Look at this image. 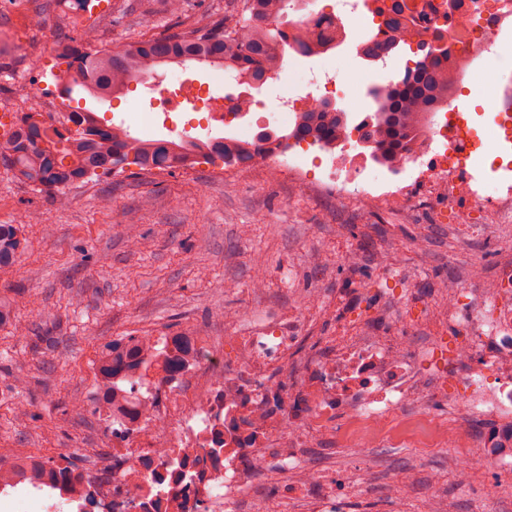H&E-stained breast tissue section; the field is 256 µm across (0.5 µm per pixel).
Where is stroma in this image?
Masks as SVG:
<instances>
[{"instance_id":"1","label":"stroma","mask_w":512,"mask_h":512,"mask_svg":"<svg viewBox=\"0 0 512 512\" xmlns=\"http://www.w3.org/2000/svg\"><path fill=\"white\" fill-rule=\"evenodd\" d=\"M70 0H22L18 13H0V106L27 112L95 108L107 123H126L129 109L146 111L143 84L119 102L59 97L54 76L66 64L54 44L98 28L97 44L121 49L140 38L233 16L240 0H185L181 13L156 0L144 13L139 0H107L101 12H72ZM327 69L346 86L353 104L371 106L370 86L385 73L368 72L359 59L332 54ZM130 126L143 139L179 141L250 139L241 120L207 124L203 114L169 120L156 116ZM59 207L53 194L16 182L0 165V224H20L24 247L0 294L16 302L13 323L0 327V448L71 460L93 474L112 433L95 410L99 352L124 336H220L226 311L250 306L247 294L263 277L269 304L287 302L292 289L388 288L422 282H466L511 256L508 251L459 237L453 218L429 199L409 209H369L357 200L323 198L303 189L287 169L229 167L219 156L194 167L149 172L133 165L68 188ZM137 223L114 220V212ZM423 240L415 248L413 240ZM362 255L355 269L344 251ZM383 252L385 267L371 256ZM23 378L16 388L15 378ZM81 409H74V401ZM453 451L408 442L377 451L381 477L426 456L427 468L445 472ZM459 512H512V486L487 493L477 484L457 496Z\"/></svg>"}]
</instances>
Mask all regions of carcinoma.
Segmentation results:
<instances>
[{"mask_svg":"<svg viewBox=\"0 0 512 512\" xmlns=\"http://www.w3.org/2000/svg\"><path fill=\"white\" fill-rule=\"evenodd\" d=\"M287 0H242L241 13L217 21L166 35L151 37L135 43L128 49L110 50L94 47L95 30H83L80 41L70 38L57 42L60 56L69 59L76 78L57 81L60 94L71 97L74 87L81 86L91 97L107 101L128 90L129 85L148 77L170 64L204 63L221 67L236 80L251 75L265 77L280 69L284 52L280 43L287 38V13L283 4ZM333 37L320 31L316 36L294 38L296 53L307 56ZM441 54L427 53L419 64L411 88L401 94L388 83L372 87L373 99L393 97L405 100L400 112H378L374 122L356 128L360 147L370 149L388 138L393 149L402 148L416 137V123L408 115L419 116L428 110L430 99L426 91L444 82ZM348 116L334 103H321L313 111L302 114L291 131L277 130L262 134L260 141L277 147L290 139L326 144L336 140L337 132L346 126ZM198 142L144 140L131 135L117 125L101 123L91 111L69 112L66 122L56 125L47 120L43 112H23L13 130L0 138V162L13 171L14 179L26 185L55 194L56 202L64 207L69 203L65 193L68 186L88 180L101 173H110L127 164L138 165L143 171L154 168L188 166L195 152L203 149ZM219 155L228 166L246 162L256 164L251 144L231 138L217 144ZM16 224H0V271L9 269L22 248ZM136 339L128 337L107 346L99 359L98 387L106 395L107 409H112V388L116 379L128 378L147 367L158 366L166 373L177 372L185 364L190 342L174 352H161L144 356L142 349L134 347ZM40 468L48 472L56 488L67 491L74 477L82 474L76 466L55 459H41ZM29 476L23 460L7 457L0 452V487L19 477Z\"/></svg>","mask_w":512,"mask_h":512,"instance_id":"1","label":"carcinoma"}]
</instances>
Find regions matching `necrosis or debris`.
I'll return each mask as SVG.
<instances>
[{
  "mask_svg": "<svg viewBox=\"0 0 512 512\" xmlns=\"http://www.w3.org/2000/svg\"><path fill=\"white\" fill-rule=\"evenodd\" d=\"M400 12L409 27L392 38L384 20ZM289 33L335 22L338 52L362 57L383 45L374 64L402 83L420 45L448 49L450 88L425 115L412 151L370 167L355 145L339 143L316 185L318 192L405 206L413 199L407 172L418 171L428 194L466 199L456 228L467 241L512 248V70L499 73L487 150L454 103L491 64L492 46L512 35V0H290ZM306 95L280 100L299 114L313 101L345 99L335 74L309 70ZM156 111L203 107L223 121L245 95L225 79L221 106L205 89L195 100L179 87L155 85ZM358 289L327 299L318 288L301 303L255 305L224 316L220 342L192 337L177 374L145 373L119 384L112 398V465L97 477V512H357L372 467L368 451L384 445V424L411 431L433 419V444L464 449L451 480L472 489L477 467L490 484L512 483V261L499 262L469 287L441 282L407 289L405 297L373 289L376 310L359 324L312 335L317 317L356 300ZM353 449L357 464L342 475L315 466L318 454ZM416 470L391 477L368 512H457L432 479L415 497ZM18 500L19 512H85L87 503L53 493Z\"/></svg>",
  "mask_w": 512,
  "mask_h": 512,
  "instance_id": "1",
  "label": "necrosis or debris"
}]
</instances>
